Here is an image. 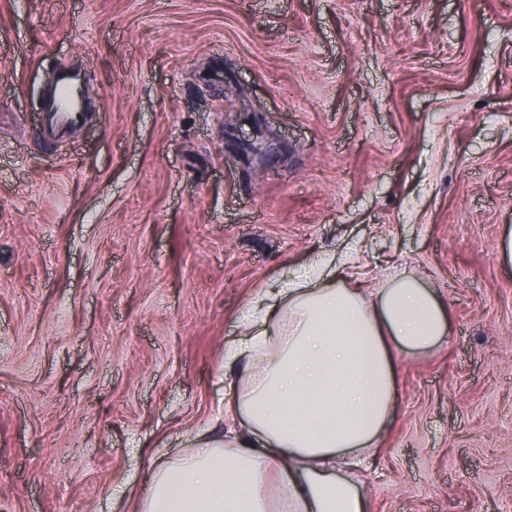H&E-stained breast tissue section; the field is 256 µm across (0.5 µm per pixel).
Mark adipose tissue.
Masks as SVG:
<instances>
[{"instance_id": "1", "label": "adipose tissue", "mask_w": 512, "mask_h": 512, "mask_svg": "<svg viewBox=\"0 0 512 512\" xmlns=\"http://www.w3.org/2000/svg\"><path fill=\"white\" fill-rule=\"evenodd\" d=\"M224 361L231 430L198 436L158 465L139 512H368L361 471L390 417L394 353L442 345L450 316L403 272L365 288L318 257L243 312Z\"/></svg>"}]
</instances>
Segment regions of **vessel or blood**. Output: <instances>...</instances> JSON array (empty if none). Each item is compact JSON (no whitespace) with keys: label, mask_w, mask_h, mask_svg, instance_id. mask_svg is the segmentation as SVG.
I'll use <instances>...</instances> for the list:
<instances>
[{"label":"vessel or blood","mask_w":512,"mask_h":512,"mask_svg":"<svg viewBox=\"0 0 512 512\" xmlns=\"http://www.w3.org/2000/svg\"><path fill=\"white\" fill-rule=\"evenodd\" d=\"M86 117L84 86L73 67H57L53 85L48 89L42 109L40 136L45 144L64 139L81 126Z\"/></svg>","instance_id":"vessel-or-blood-1"}]
</instances>
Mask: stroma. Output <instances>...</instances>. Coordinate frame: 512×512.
I'll list each match as a JSON object with an SVG mask.
<instances>
[{"instance_id": "stroma-1", "label": "stroma", "mask_w": 512, "mask_h": 512, "mask_svg": "<svg viewBox=\"0 0 512 512\" xmlns=\"http://www.w3.org/2000/svg\"><path fill=\"white\" fill-rule=\"evenodd\" d=\"M62 64L90 113L48 147ZM506 225L512 0H0V512H138L317 255L450 311L397 362L372 512H512Z\"/></svg>"}]
</instances>
